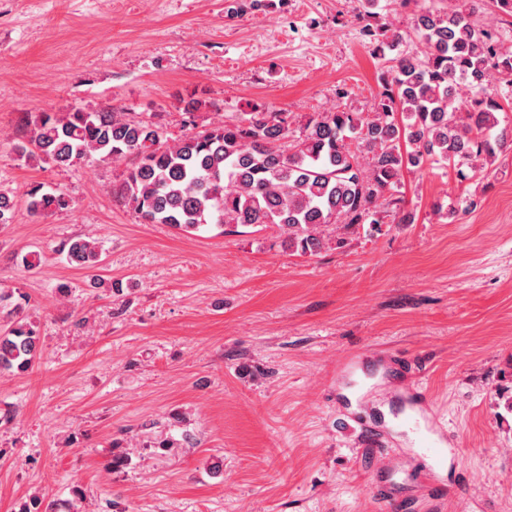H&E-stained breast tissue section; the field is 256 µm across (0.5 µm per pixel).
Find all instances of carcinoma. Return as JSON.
Returning a JSON list of instances; mask_svg holds the SVG:
<instances>
[{"mask_svg": "<svg viewBox=\"0 0 512 512\" xmlns=\"http://www.w3.org/2000/svg\"><path fill=\"white\" fill-rule=\"evenodd\" d=\"M482 0H452L423 9L411 29L380 25L391 46H404L382 74L374 111L332 110L310 117L292 134L286 112H251L169 141L163 130L126 112H40L28 142V160L133 163L117 197L147 224L186 232L209 225L270 224L288 250H321L332 225L356 230L384 223L404 172L429 164L477 172L500 153H512V135L498 130L503 95L512 86V50L477 18ZM471 95L463 102L457 88ZM62 191L35 185L27 211L41 216L68 208ZM67 258L80 268L100 262L95 244L69 243ZM39 342L30 322L0 325V371L28 369Z\"/></svg>", "mask_w": 512, "mask_h": 512, "instance_id": "obj_1", "label": "carcinoma"}]
</instances>
